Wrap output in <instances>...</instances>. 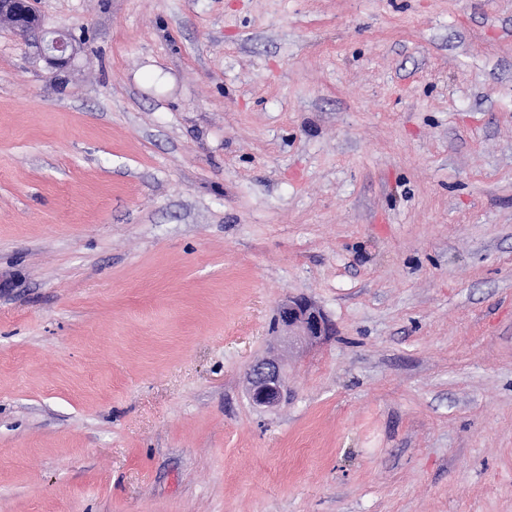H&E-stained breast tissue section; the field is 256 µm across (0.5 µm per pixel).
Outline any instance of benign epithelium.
<instances>
[{
  "mask_svg": "<svg viewBox=\"0 0 512 512\" xmlns=\"http://www.w3.org/2000/svg\"><path fill=\"white\" fill-rule=\"evenodd\" d=\"M36 0H0V24L23 33L38 35L41 52L55 68L67 67L74 57L72 41L64 36H48L40 30ZM277 322L288 331L292 343L319 342L332 335L327 315L305 298L288 296L277 306ZM246 391L250 403L258 410L269 411L288 401V383L279 359L265 357L253 362L246 372Z\"/></svg>",
  "mask_w": 512,
  "mask_h": 512,
  "instance_id": "benign-epithelium-1",
  "label": "benign epithelium"
}]
</instances>
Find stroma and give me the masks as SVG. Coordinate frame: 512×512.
Masks as SVG:
<instances>
[{
    "mask_svg": "<svg viewBox=\"0 0 512 512\" xmlns=\"http://www.w3.org/2000/svg\"><path fill=\"white\" fill-rule=\"evenodd\" d=\"M0 26V512H512V0H37ZM302 296L335 332L244 374ZM35 3L36 0H0V24H7L23 34H38L47 63L55 69L66 68L74 57L72 41L64 36L50 37L40 30ZM245 379L249 401L256 409L269 411L288 401V383L279 359L256 360L249 366Z\"/></svg>",
    "mask_w": 512,
    "mask_h": 512,
    "instance_id": "35a3bbf8",
    "label": "stroma"
}]
</instances>
